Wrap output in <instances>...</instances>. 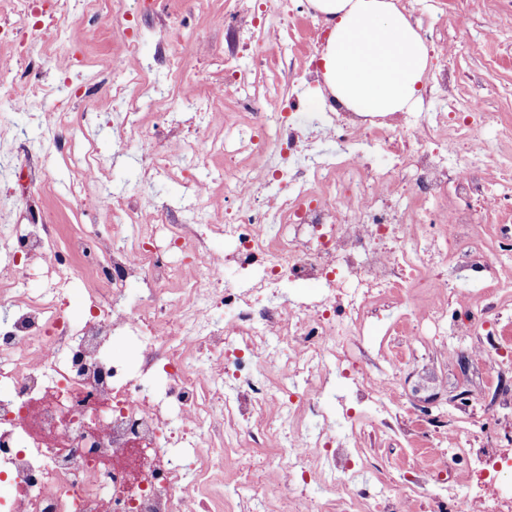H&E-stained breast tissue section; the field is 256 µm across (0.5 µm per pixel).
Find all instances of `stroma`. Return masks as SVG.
Instances as JSON below:
<instances>
[{
  "label": "stroma",
  "mask_w": 512,
  "mask_h": 512,
  "mask_svg": "<svg viewBox=\"0 0 512 512\" xmlns=\"http://www.w3.org/2000/svg\"><path fill=\"white\" fill-rule=\"evenodd\" d=\"M410 20L424 42L448 44L455 54V74L459 76L461 99H480L494 121L485 127L487 145L495 155L496 165L512 162V145L495 136L497 119L512 120V26L500 24V14L512 15V0H394ZM230 0H156L152 19L156 31L164 32L176 50L195 69H205L220 62L224 49V30L214 26L215 17L224 14ZM311 7L308 0H287L284 13L296 23L283 30L264 65H257L252 54H244L240 64L255 72L257 84L276 85L282 92L295 94L304 105L295 114L296 122L306 124L323 112L326 99L317 82L289 83V69H307L312 65L310 47L298 34L308 24ZM67 23L73 27L95 30L96 41L88 51L103 59L120 50L105 10L73 11ZM47 88L45 110L51 111L63 100H70L74 155L68 164L49 157L46 165L50 184L39 197H33V209L51 224L61 225L62 239L87 230L105 232L112 224L110 211L79 206L69 193L70 182L83 157V146L92 143L105 171L103 194L122 197L140 194L145 186L142 174L148 162L131 152H120L112 114L120 110L114 102L111 85L125 82L128 73L115 70L106 74L101 86L91 96H75L71 86L61 81L57 69L38 71ZM13 123L14 135L7 141L17 165H24L27 150L38 142L49 141L50 128L28 113L16 112L8 96L0 95V114ZM183 166L195 178L210 182L213 192L206 200L209 210L224 208V158L212 154L207 163L194 157ZM31 186L23 181L0 179V238L12 234L14 225L26 223L23 215L14 214L15 205L32 197ZM400 308L385 306L373 319L365 336L353 337L348 343L352 357L366 359L372 374L380 380H392L398 404L391 407L383 420L375 422L363 437L364 461L359 464L357 494L374 498L390 490L391 484L407 464L425 448L440 445L447 450L448 465L432 467L425 473L428 491L418 502L420 512H433L431 491L448 487L465 488L469 457L462 454L466 441L464 430H473L478 444L497 445L512 431V335L499 337L502 348L498 371L504 380L501 390L489 389L488 369L475 360L471 351L472 336H456L445 322L429 323L420 328V342L408 343L395 335L394 322Z\"/></svg>",
  "instance_id": "stroma-1"
}]
</instances>
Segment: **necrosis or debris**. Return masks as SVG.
<instances>
[{
    "mask_svg": "<svg viewBox=\"0 0 512 512\" xmlns=\"http://www.w3.org/2000/svg\"><path fill=\"white\" fill-rule=\"evenodd\" d=\"M277 0L246 4L228 15L224 59L186 83L171 116L156 129L166 147L129 121L141 94L153 89L138 67L112 95L120 146L145 155L149 172L183 181L196 199L208 185L178 161L201 154L200 129L221 123L237 131L224 155L223 216L197 207L182 218L146 199L104 200L101 167L82 171L72 195L83 206L105 202L116 219L106 236L58 246L54 224H27L5 241L0 264V512H325L307 494L325 486L347 512H397L384 494L374 501L351 485L359 436L368 415L387 412L391 382L364 369L353 378L360 407L337 438L320 398L327 371L349 360L347 337L361 334L378 305L406 307L410 324L448 315L455 257L436 239L468 235L483 274L480 315L503 286L481 244L491 227L512 223L501 188L512 172L491 173L481 133L489 119L480 101L460 112L372 115L325 110L315 132L285 119L296 96L271 100L237 64L257 44L279 40ZM70 0H0V46L13 59L84 71L86 40L66 30ZM339 143L312 154L315 136ZM390 162H374L373 148ZM235 240L216 256L211 238ZM49 284L32 292L18 280L33 263ZM235 263L255 271L252 287L224 281ZM93 280L89 315L72 323L65 286ZM321 285L318 301L279 305L288 281ZM145 286L127 301L125 287ZM233 312L218 322L214 314ZM131 341L134 363L115 359L112 343ZM321 420L318 434L307 415ZM463 493L433 495L441 512H512V489L495 476L512 472V448L471 449ZM245 485L224 497V474Z\"/></svg>",
    "mask_w": 512,
    "mask_h": 512,
    "instance_id": "obj_1",
    "label": "necrosis or debris"
}]
</instances>
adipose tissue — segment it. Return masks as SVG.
<instances>
[{
  "label": "adipose tissue",
  "mask_w": 512,
  "mask_h": 512,
  "mask_svg": "<svg viewBox=\"0 0 512 512\" xmlns=\"http://www.w3.org/2000/svg\"><path fill=\"white\" fill-rule=\"evenodd\" d=\"M332 32L322 55L333 96L354 112H398L419 96L425 44L392 0H310Z\"/></svg>",
  "instance_id": "obj_1"
}]
</instances>
